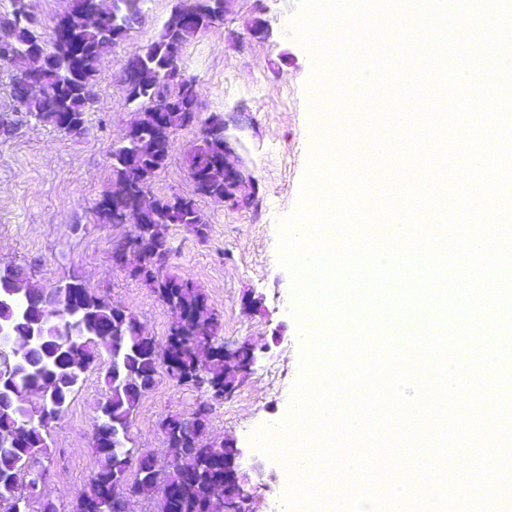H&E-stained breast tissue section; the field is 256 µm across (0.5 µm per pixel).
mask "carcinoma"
<instances>
[{
  "label": "carcinoma",
  "instance_id": "cac0c4a2",
  "mask_svg": "<svg viewBox=\"0 0 512 512\" xmlns=\"http://www.w3.org/2000/svg\"><path fill=\"white\" fill-rule=\"evenodd\" d=\"M141 0H125L117 19L108 16L92 20L97 0H72L69 10L59 19L49 54L38 71V95L33 96L20 81L13 90L24 112L34 118L61 126V116L71 112L84 116L93 91L98 65L102 55L112 48L114 35L131 26L141 17ZM205 9L204 0H177L156 38L132 61L140 71L137 82L130 87L129 99H147L152 103L148 112H139L134 123L143 126L142 136L134 144H121L112 150V166L123 171L128 156L142 164L143 174L131 182L130 196L124 207L129 209V220L138 225L139 232L150 239L160 252L172 254L168 226L185 225L195 235L205 236L207 224L199 214L195 201L180 198L173 204L166 202L162 210L135 212L137 196L145 192L148 178L164 167L168 153L160 148L164 134L151 126V112L169 113L170 124L178 129L186 125V114L198 109V94L193 80L180 77L176 83L175 101H170V79L180 72L179 59L172 52L174 44L185 45L198 31L196 26L182 25L188 12ZM41 43L33 26L13 19L0 34V65H8L16 75L27 73L32 55L29 50ZM209 132L187 156L193 182L205 181L214 191L224 193V170L218 168V159L224 155V114L215 112L208 118ZM137 278L156 289L169 308L199 311L197 321H186L171 327L166 353L178 360L179 366L167 372L178 385L191 384L213 398L223 397L224 356L210 352L206 343L196 335L198 326H204L212 338L218 337L221 322L208 304L202 288L189 279L167 273L154 277L153 263L146 261ZM29 298L21 301L26 316L20 317L13 304L0 303V327L17 328L23 332L43 326L44 307L42 289L25 282ZM68 287L87 294L91 310L75 318L77 332L94 344L83 349L86 360L102 365L108 396L100 407V424L93 435L92 447L99 467L90 487L76 496L71 512H114L112 504L100 501L102 487L123 478L128 467V449L123 439L137 410L141 397L150 391L163 368L150 348L152 337L140 329V321L131 312L114 306L110 301L81 283ZM57 346L50 360H34L18 371L3 374L0 384V436L14 427L27 425L29 438L14 448L0 444V512H27L28 498L21 491L22 478L34 471L37 456L48 451L44 429L39 423L42 414L50 411L60 417L69 406L74 391L82 380L83 368L74 366L64 345V337H55ZM108 358L102 359V353ZM200 427L196 432L180 437L176 447L169 449L170 470L166 478H173L181 468L198 470L197 480L185 494L181 504L170 505L161 498L158 512H219L214 487L216 472L209 467L212 461L224 460V442L207 438L208 408L197 410ZM140 478L135 494L151 499L158 491L160 470L156 460L143 458L139 465Z\"/></svg>",
  "mask_w": 512,
  "mask_h": 512
}]
</instances>
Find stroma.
Returning a JSON list of instances; mask_svg holds the SVG:
<instances>
[{"label": "stroma", "instance_id": "35a3bbf8", "mask_svg": "<svg viewBox=\"0 0 512 512\" xmlns=\"http://www.w3.org/2000/svg\"><path fill=\"white\" fill-rule=\"evenodd\" d=\"M174 3L144 0L142 22L102 57L82 137L31 117L19 118L11 136L0 135V264L25 269L44 288L82 283L135 314L161 347L174 323L171 310L152 288L112 264L113 243L132 236L135 226L98 223L96 207L114 187L112 148L135 117V105L126 100L124 67L155 39ZM297 16L296 0H231L223 20L180 52L181 72L197 86L201 118L224 115L225 132L236 142L229 161L251 173L247 191L254 203L235 207L195 196L185 156L202 127L178 129L150 194L194 197L209 234L201 240L185 226H171L168 270L204 289L221 317L225 342L260 351L249 378L221 400L159 373L128 429L130 468L145 456L164 468L170 457L162 419L208 405V437L233 439L246 449L248 462L263 467L258 512H270V503L284 497L287 471L254 448L250 431L285 416L301 351L290 312V275L278 264V225L298 204L316 120L307 88L314 54L288 30ZM251 296L262 297L263 312L248 311ZM105 397L98 368H90L68 409L48 428L50 452L40 458L46 479L28 512H41L47 501L70 512L77 494L88 488L98 469L92 436Z\"/></svg>", "mask_w": 512, "mask_h": 512}]
</instances>
